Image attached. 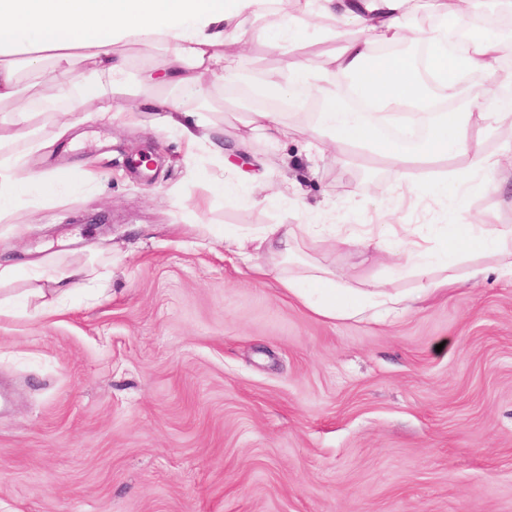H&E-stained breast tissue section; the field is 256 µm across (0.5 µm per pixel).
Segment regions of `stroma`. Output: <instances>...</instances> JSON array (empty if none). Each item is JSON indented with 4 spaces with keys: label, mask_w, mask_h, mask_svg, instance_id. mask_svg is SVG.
Returning a JSON list of instances; mask_svg holds the SVG:
<instances>
[{
    "label": "stroma",
    "mask_w": 512,
    "mask_h": 512,
    "mask_svg": "<svg viewBox=\"0 0 512 512\" xmlns=\"http://www.w3.org/2000/svg\"><path fill=\"white\" fill-rule=\"evenodd\" d=\"M325 30L316 21L286 50L259 21L243 41L224 35L234 68L265 73L293 56L330 67L341 43ZM115 50L135 75L168 55ZM19 77L18 96L0 102V136L22 153L14 112L57 94L49 72ZM157 93L139 88L111 120L83 116L72 129L89 133L83 149L63 140L25 155L27 170L80 164L96 179L22 199L0 221L1 267L104 276L103 291L65 296L44 279L0 283V512H512V276L495 257L479 258L477 285L329 320L282 289L301 264L268 252L247 262L222 242L267 224L368 218L433 249L451 199L403 196L378 158L311 150L307 115H286L287 140L271 143L248 125L246 99L185 102L275 190L244 203L228 171L230 199L196 176L215 169L209 154L187 156L151 124ZM140 153L151 168H130ZM497 178L502 189L472 191L471 213L512 226V164ZM303 259L357 287L414 285L370 248L308 241Z\"/></svg>",
    "instance_id": "stroma-1"
}]
</instances>
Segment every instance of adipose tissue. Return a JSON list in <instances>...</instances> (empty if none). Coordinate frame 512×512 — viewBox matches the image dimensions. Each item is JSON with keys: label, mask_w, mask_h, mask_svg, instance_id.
Returning <instances> with one entry per match:
<instances>
[{"label": "adipose tissue", "mask_w": 512, "mask_h": 512, "mask_svg": "<svg viewBox=\"0 0 512 512\" xmlns=\"http://www.w3.org/2000/svg\"><path fill=\"white\" fill-rule=\"evenodd\" d=\"M275 0H0V101L18 93L19 72L7 58L24 53L31 74H40L52 62V77L59 97L72 111L94 108L109 114L122 112L135 88L165 85L191 97L209 94L207 76H232L225 52V28L246 34L256 19H264L280 44L302 41L314 18L329 21V37L344 39L334 60L335 71L316 68L306 59H291L283 70L264 73L255 94L274 93L292 99L315 93L321 103L313 121L319 137L338 148L377 155L406 177L410 168L463 155L464 170L433 180L432 193L459 189L456 205L449 212L448 231L442 246L429 253L413 240L362 237L355 232H334L329 224H268L255 232H242L226 239L225 245L249 256L261 250L292 261L305 238L329 242L339 248L365 247L388 252L394 271L416 280L412 296L428 297L434 291L457 285L452 270L474 253L498 258L502 272L512 274V227L496 223L491 216L473 222L468 204L473 188H492L501 159L484 153L477 131L512 123V98L495 95L500 77L498 60L505 46L494 38H482L466 48L448 44L449 25L462 24L472 0H441L440 22L425 35L432 51L434 87H427L411 60L401 55L379 56L376 42L401 45L406 40L402 18L407 0H304L300 14L278 12ZM363 30L360 38L346 39L349 28ZM146 41L169 49L158 74L131 77L123 56L114 51L122 41ZM92 66L91 75L76 71L75 57ZM480 70L490 85L483 90L489 105L459 101L460 72ZM351 78L361 95L369 98L374 111H357L345 104L336 75ZM153 125L175 130L193 150H207L217 160L227 152L204 133L200 122L188 119L178 101L153 97L147 104ZM69 172L22 170L20 154L0 140V218L24 197H41L71 183ZM290 296L314 314L326 318H356L367 312L398 309L402 296L381 290H360L335 279L314 265L303 273L283 278Z\"/></svg>", "instance_id": "adipose-tissue-1"}]
</instances>
